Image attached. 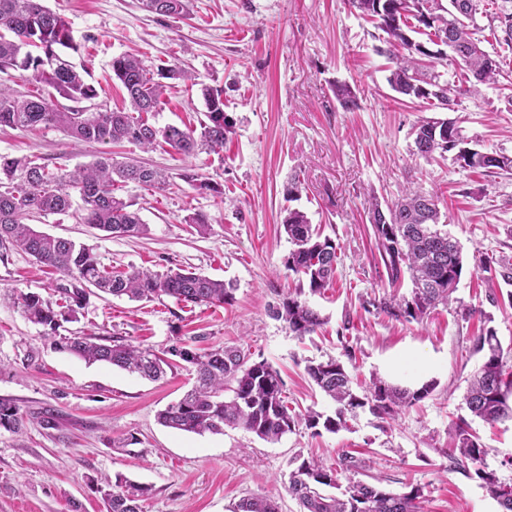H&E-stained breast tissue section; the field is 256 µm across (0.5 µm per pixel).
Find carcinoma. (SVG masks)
Masks as SVG:
<instances>
[{"label":"carcinoma","mask_w":512,"mask_h":512,"mask_svg":"<svg viewBox=\"0 0 512 512\" xmlns=\"http://www.w3.org/2000/svg\"><path fill=\"white\" fill-rule=\"evenodd\" d=\"M191 0H141L142 8L165 17L185 16ZM357 13L376 22L387 35L381 53L395 64L387 78L391 89L405 97L426 100L431 105L453 110L448 83L437 73L421 70L424 60L441 63L448 54L465 68L468 91L494 84L501 75V61L474 38L480 0H348ZM489 29L501 48L512 52V0H496L488 17ZM445 36L442 46L436 38ZM77 50L68 23L44 5V0H0V73L22 70L40 89L18 94L0 83V127L34 129L60 128L90 143L129 142L144 151L169 147L190 157L201 150L218 153L224 149L226 134L234 120L224 112V90L205 86L206 120L200 128L175 125L158 127L152 122L161 108L169 80H194L191 73L163 66L152 72L134 55L112 60V72L125 88L132 111L86 112L78 108L59 109L55 95L79 102L96 97L80 71L57 53V47ZM416 152L424 158L452 152L463 171L495 170L512 173V156H491L489 152L465 146L464 136L454 121L423 120L414 127ZM179 177L201 190L223 193L217 183L202 180L191 167ZM167 172L133 162L100 157L94 162L67 170L51 169L38 157L0 156V249L19 248L37 263L58 271L66 283L56 287L59 309L36 293H21L17 304L26 318L54 334L60 322L77 318L87 301V290H96L131 300L166 296L178 303L223 306L234 301L231 283L196 272L170 269L157 273L130 266L109 271L93 249L74 241L37 231L24 223L34 212L65 214L73 206V195L82 201L84 222L113 237H133L146 232L135 203L124 196L133 183L145 190L163 191ZM368 219L379 254L396 285L409 278L407 295L391 294L373 303L375 309L408 323H420L438 306L448 305L463 271L462 247L440 224L434 195L409 191L395 201H369ZM291 249L285 266L298 280L296 293L283 298L273 314L289 332L303 338L320 328L324 320L307 300L304 291L320 293L336 277L340 246L322 235L300 210L290 209L282 222ZM484 271L498 274L512 283V264L489 254L474 256ZM59 349L87 363L102 362L158 381L167 371L184 365L195 375V384L178 401L159 413L166 427L187 433H224L240 428L267 443H277L303 424L316 436L335 433L348 426L361 411H369L384 422H393L400 411L428 398L435 389L430 381L418 388L399 387L377 378L362 385L354 381L340 361H308L305 370L316 386L334 403L331 414L308 410L297 413L288 406L279 372L264 360L251 359L242 348L225 345L200 352L185 343L169 354L150 347L97 343L89 336H64ZM475 350L484 353L483 363L471 378L464 402L470 416L486 423L512 420V370L504 362L497 332L484 327L475 339ZM26 415L11 398H0V430L21 431ZM458 456L453 470L479 482L499 505L512 512V478L503 479L486 465L489 448L464 418L453 427ZM358 464L345 459L337 467L315 458L294 457L289 462L284 487L300 512H420L421 488L394 493L384 487L352 476ZM100 489L106 512H143L141 502L152 488L129 481L121 474L104 479ZM234 512H278L269 496L241 499Z\"/></svg>","instance_id":"1"}]
</instances>
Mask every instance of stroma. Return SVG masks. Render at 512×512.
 Returning <instances> with one entry per match:
<instances>
[{
    "instance_id": "1",
    "label": "stroma",
    "mask_w": 512,
    "mask_h": 512,
    "mask_svg": "<svg viewBox=\"0 0 512 512\" xmlns=\"http://www.w3.org/2000/svg\"><path fill=\"white\" fill-rule=\"evenodd\" d=\"M45 4L67 20L80 47L69 59L99 92L85 101L89 111L128 107L112 60L133 53L148 69L175 65L196 77L192 84L171 81L157 125L198 126L206 111L204 84L223 88L224 110L234 120L223 151L186 160L127 142L87 143L56 127L0 128V155L37 156L71 169L108 153L171 175L160 192L126 189L146 235H105L84 224L76 206L61 215L33 214L34 228L88 245L110 268H183L235 287L233 303L224 307L93 294L59 335L84 334L105 344L119 337L156 350L179 340L203 351L238 345L279 371L289 407L301 413L333 412L305 366L342 358L348 345L359 379L437 387L393 423L365 412L351 429L315 436L300 426L275 444L238 428L202 435L173 430L157 414L190 388V374L180 368L152 382L58 349L12 298L36 292L57 300L61 276L14 248L0 258V396L31 416L52 411L56 424L0 431V512H106L94 481L118 473L151 486L143 512H232L253 494L274 496L280 512H299L284 488L289 460L314 456L335 466L345 453L355 457L358 478L374 477L396 493L420 487L421 512H500L478 482L450 469L448 429L466 416L468 380L483 362L474 348L481 316L490 317L512 359V306L490 301L512 286L488 280L473 259L487 252L512 263V177L417 156L413 127L450 118L471 147L512 155V54L499 83L476 95L466 92L456 63L437 65L457 101L449 112L390 88V63L378 52L381 32L347 0H192L186 18L150 13L139 0ZM340 84L350 86L355 105L337 100ZM187 165L221 184L223 194L182 181ZM296 177L301 192L292 202L286 190ZM411 187L438 192L441 221L464 257L451 303L419 324L373 306L389 284L367 218L369 195L390 201ZM291 207L333 238L341 257L333 286L308 298L325 323L302 339L272 313L297 284L285 266L290 245L282 220ZM194 212L208 217V235L185 224ZM469 307L477 316L463 318ZM470 425L491 449L489 467L512 477V420ZM130 434L138 440L136 454L116 450Z\"/></svg>"
}]
</instances>
